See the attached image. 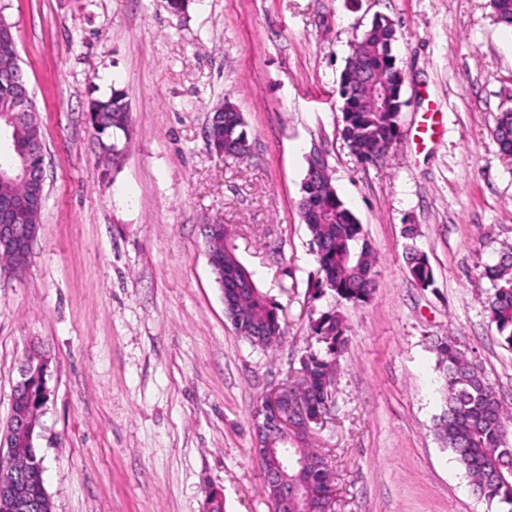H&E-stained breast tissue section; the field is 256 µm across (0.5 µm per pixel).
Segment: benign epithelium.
<instances>
[{
	"label": "benign epithelium",
	"instance_id": "obj_1",
	"mask_svg": "<svg viewBox=\"0 0 512 512\" xmlns=\"http://www.w3.org/2000/svg\"><path fill=\"white\" fill-rule=\"evenodd\" d=\"M22 113H14L8 124L0 123V155L19 154L16 128ZM44 142L38 141L28 149V154L37 158L33 163L25 157L21 163L0 167V181L15 182L22 186L39 188L45 195ZM29 202L22 200L5 206L0 205V253L24 257L36 239L39 225L24 223V212ZM305 390L298 385H283L267 394L264 404L259 406L256 417V437L259 460L266 455L275 457V463L262 467L266 481L276 484L283 500L299 497L300 488L290 487L285 481L284 470L288 466L302 468L303 459H294L289 452L288 437L305 436L307 426L298 424L303 415ZM34 425L24 415L11 412L5 424L0 425V512H39L42 502L28 495V487L40 481L36 466L34 447Z\"/></svg>",
	"mask_w": 512,
	"mask_h": 512
}]
</instances>
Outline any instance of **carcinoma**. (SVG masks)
<instances>
[{
	"instance_id": "1",
	"label": "carcinoma",
	"mask_w": 512,
	"mask_h": 512,
	"mask_svg": "<svg viewBox=\"0 0 512 512\" xmlns=\"http://www.w3.org/2000/svg\"><path fill=\"white\" fill-rule=\"evenodd\" d=\"M498 23L512 27V0H490ZM0 121L11 114L14 88L4 76L23 73L11 26L0 23ZM399 40L395 23L384 16L373 18L370 26L356 41L341 72L338 94L342 114V136L350 152L363 164L377 162L383 150L397 143L400 114L405 101L402 88L403 70L397 65L395 47ZM378 79L380 101L371 102L365 94L354 97L349 91L359 85L361 70ZM224 122L209 128L213 145H224V158L238 160L240 149L249 142L247 124L242 113L229 100L224 102ZM89 111L100 116L102 123L91 122L98 136L121 133L130 137L131 115L123 91L112 90L102 99H94ZM21 145L43 139L35 107L27 108L17 129ZM501 153L512 157V109L500 113L493 130ZM299 212L311 236L318 263V279L313 297L326 293L352 304L370 301L375 290L373 269L376 257L362 224L338 196L329 171L316 179L304 178ZM228 228L214 224L207 229L206 251L212 256L214 283L224 298L226 317L238 335L251 345L269 349L286 335L280 307L258 288L253 272L238 259L235 250L225 245ZM411 278L424 288L434 283L433 268L427 254L412 246L406 252ZM493 294L487 302L490 318L512 345V256L484 269ZM312 332L323 351L307 354L301 362L304 385L311 392L308 416L320 421L325 400L334 390L336 363L347 340V325L335 310L322 313L313 322ZM442 379L444 408L435 416L434 427L440 440L464 471L473 491L487 502L498 501L512 506V444L509 424L512 412L504 410L493 387L467 358L459 344L446 338L435 345ZM299 456L316 460L305 474L306 489L314 509L330 502L329 474L322 466L324 458L301 442L292 448Z\"/></svg>"
}]
</instances>
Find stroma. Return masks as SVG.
<instances>
[{
    "label": "stroma",
    "instance_id": "35a3bbf8",
    "mask_svg": "<svg viewBox=\"0 0 512 512\" xmlns=\"http://www.w3.org/2000/svg\"><path fill=\"white\" fill-rule=\"evenodd\" d=\"M399 33L400 136L360 163L336 88L374 16ZM45 141L47 198L27 266L0 269V422L20 367L48 359L34 445L52 512H273L253 413L320 345L309 324L348 326L331 410L308 442L332 471L335 512H506L479 498L434 431L435 342L454 337L512 408V346L486 310L485 266L512 251V159L492 130L512 108V29L490 0H0ZM127 94L129 148L111 162L90 99ZM243 113L249 157L207 145L211 113ZM376 255L369 303L313 299L318 264L297 202L312 145ZM282 308L262 350L224 313L205 224ZM433 267L405 262L406 225ZM406 263L411 278L424 288L430 287L434 283L433 268L430 264L427 254L412 246L406 252Z\"/></svg>",
    "mask_w": 512,
    "mask_h": 512
}]
</instances>
